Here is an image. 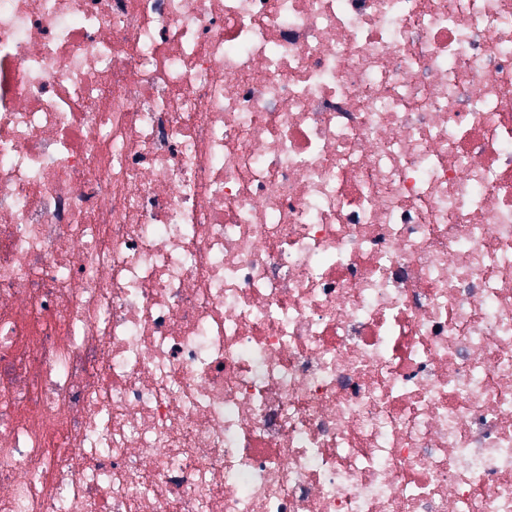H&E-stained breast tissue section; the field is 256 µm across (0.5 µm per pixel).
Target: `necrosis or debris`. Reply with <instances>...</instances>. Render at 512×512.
I'll list each match as a JSON object with an SVG mask.
<instances>
[{"mask_svg":"<svg viewBox=\"0 0 512 512\" xmlns=\"http://www.w3.org/2000/svg\"><path fill=\"white\" fill-rule=\"evenodd\" d=\"M0 512H512V0H0Z\"/></svg>","mask_w":512,"mask_h":512,"instance_id":"necrosis-or-debris-1","label":"necrosis or debris"}]
</instances>
